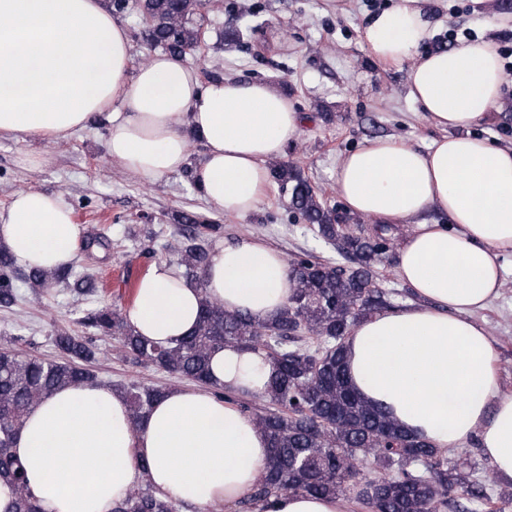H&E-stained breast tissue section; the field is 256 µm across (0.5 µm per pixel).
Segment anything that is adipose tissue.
Listing matches in <instances>:
<instances>
[{"label": "adipose tissue", "instance_id": "obj_1", "mask_svg": "<svg viewBox=\"0 0 512 512\" xmlns=\"http://www.w3.org/2000/svg\"><path fill=\"white\" fill-rule=\"evenodd\" d=\"M428 2L397 0L362 30L370 58L407 64L409 97L442 135L423 150L394 136L370 139L336 166L348 213L411 227L396 260L411 299L350 329L347 376L364 400L433 447L476 440L495 474L512 481V392L476 318L500 296L503 261L512 257V145L471 132L501 99L504 61L483 38L423 51L434 34ZM102 114L113 160L146 179L191 168L204 200L236 216L257 208L271 162L304 123L287 94L265 81L204 83L168 54L131 69L129 34L102 0H0V133L64 138ZM192 135L203 146L194 165ZM434 210L447 223L431 220ZM80 237L62 193L31 190L0 210V245L22 267L74 263ZM295 286L266 240H218L200 280L154 262L126 318L140 336L167 345L195 325L202 296L268 320ZM271 369L264 352L224 349L211 361L213 388L166 390L136 428L111 388L50 394L30 408L14 442L32 495L42 512H112L146 480L159 498L233 512L269 454L266 433L234 396L264 394ZM264 512L362 509L344 497L284 493Z\"/></svg>", "mask_w": 512, "mask_h": 512}]
</instances>
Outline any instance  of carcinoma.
<instances>
[{
	"instance_id": "1",
	"label": "carcinoma",
	"mask_w": 512,
	"mask_h": 512,
	"mask_svg": "<svg viewBox=\"0 0 512 512\" xmlns=\"http://www.w3.org/2000/svg\"><path fill=\"white\" fill-rule=\"evenodd\" d=\"M195 0H143L152 44L180 56L196 46ZM280 190L288 194L295 216L316 236L336 249L345 264L310 255L293 270L296 288L288 306L274 318L256 320L244 312L203 297L193 330L173 345H157L134 333L125 316L110 307L87 313L85 321L102 335L118 341L134 362H146L184 380L210 384L212 356L229 346L260 350L274 365L263 406L254 417L265 431L270 454L251 495L239 512H257L282 492L321 496L352 495L371 512H466L450 497L467 476L448 469L444 452L402 429L382 409L364 401L346 377L345 340L356 323L386 305L377 287L375 265L390 248L389 228L352 233L347 220L324 206L292 164L272 171ZM175 251L180 275L198 280L207 264L210 241L223 231L195 214L183 216ZM25 284L43 295L59 284L91 294L101 287L95 275L76 266L53 271L21 268L0 247V307L10 308ZM55 347L60 360L0 349V482L14 488L8 512H40L28 491L24 470L13 442L28 410L54 391L97 382L96 351L81 336L60 333ZM133 425L140 424L164 392L157 386L129 383L120 388ZM373 459L370 473L355 463ZM426 461L424 470L413 469ZM179 505L155 496L150 484L133 490L112 512H177Z\"/></svg>"
}]
</instances>
